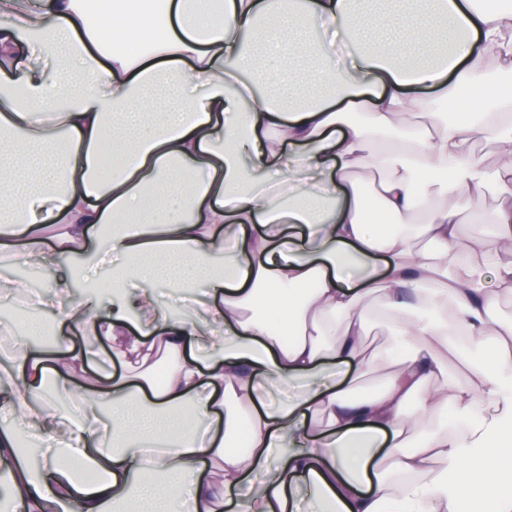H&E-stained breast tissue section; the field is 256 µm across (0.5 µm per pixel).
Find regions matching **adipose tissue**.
<instances>
[{
  "label": "adipose tissue",
  "instance_id": "ef3b65f1",
  "mask_svg": "<svg viewBox=\"0 0 512 512\" xmlns=\"http://www.w3.org/2000/svg\"><path fill=\"white\" fill-rule=\"evenodd\" d=\"M491 180L494 229L463 238ZM506 250L511 7L0 0V261L39 267L57 330L0 350L13 512H512ZM171 279L205 294L164 305ZM373 295L410 355L354 395ZM54 435L40 465L16 451ZM77 346H84L94 354L93 367L106 374H112V342L99 340L92 332L73 333Z\"/></svg>",
  "mask_w": 512,
  "mask_h": 512
}]
</instances>
